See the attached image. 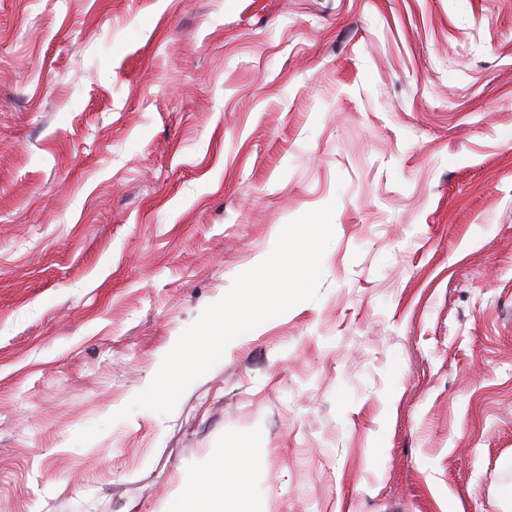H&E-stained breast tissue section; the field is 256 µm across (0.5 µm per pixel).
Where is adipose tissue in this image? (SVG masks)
Returning <instances> with one entry per match:
<instances>
[{"mask_svg":"<svg viewBox=\"0 0 512 512\" xmlns=\"http://www.w3.org/2000/svg\"><path fill=\"white\" fill-rule=\"evenodd\" d=\"M261 456V449L248 442L229 450L211 464L200 489L182 496L178 512H225L230 500H245L250 493L247 475Z\"/></svg>","mask_w":512,"mask_h":512,"instance_id":"adipose-tissue-1","label":"adipose tissue"}]
</instances>
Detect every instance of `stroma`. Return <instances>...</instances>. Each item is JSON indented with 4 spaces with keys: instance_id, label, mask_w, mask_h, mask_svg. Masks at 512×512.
I'll use <instances>...</instances> for the list:
<instances>
[{
    "instance_id": "35a3bbf8",
    "label": "stroma",
    "mask_w": 512,
    "mask_h": 512,
    "mask_svg": "<svg viewBox=\"0 0 512 512\" xmlns=\"http://www.w3.org/2000/svg\"><path fill=\"white\" fill-rule=\"evenodd\" d=\"M330 203L318 299L113 421ZM245 441L231 512H512V0H0V512Z\"/></svg>"
}]
</instances>
